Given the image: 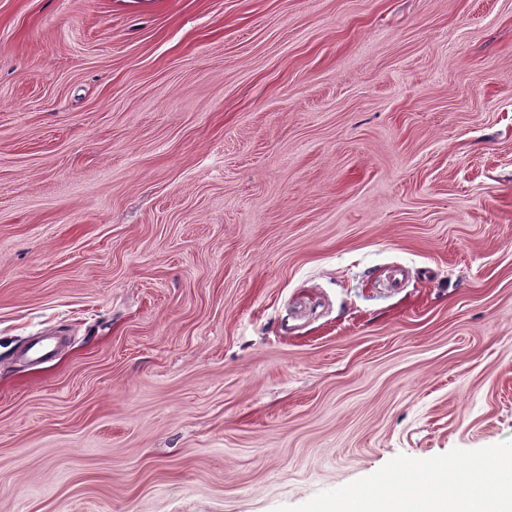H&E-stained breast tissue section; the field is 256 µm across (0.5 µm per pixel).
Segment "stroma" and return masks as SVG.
<instances>
[{
  "instance_id": "obj_1",
  "label": "stroma",
  "mask_w": 512,
  "mask_h": 512,
  "mask_svg": "<svg viewBox=\"0 0 512 512\" xmlns=\"http://www.w3.org/2000/svg\"><path fill=\"white\" fill-rule=\"evenodd\" d=\"M509 437L512 0H0V512Z\"/></svg>"
}]
</instances>
